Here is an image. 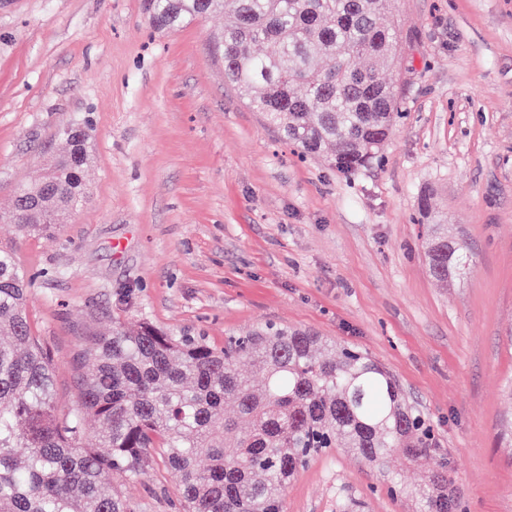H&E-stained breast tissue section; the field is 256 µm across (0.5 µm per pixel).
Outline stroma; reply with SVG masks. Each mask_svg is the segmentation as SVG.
I'll return each mask as SVG.
<instances>
[{
	"label": "stroma",
	"instance_id": "1",
	"mask_svg": "<svg viewBox=\"0 0 512 512\" xmlns=\"http://www.w3.org/2000/svg\"><path fill=\"white\" fill-rule=\"evenodd\" d=\"M405 118L381 163L346 176L298 150L224 81L214 15L158 32L142 0H0V211L89 127L83 206L52 237L0 223L33 277L26 310L69 406L89 333L149 321L215 346L277 322L383 364L429 420L410 464L313 455L284 512H417L393 481L450 470L456 512H512V0H395ZM435 210L424 217L421 195ZM442 221L469 273L430 275ZM155 460L124 485L138 512H180Z\"/></svg>",
	"mask_w": 512,
	"mask_h": 512
}]
</instances>
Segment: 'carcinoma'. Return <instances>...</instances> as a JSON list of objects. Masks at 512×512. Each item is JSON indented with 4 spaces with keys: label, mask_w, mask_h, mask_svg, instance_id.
<instances>
[{
    "label": "carcinoma",
    "mask_w": 512,
    "mask_h": 512,
    "mask_svg": "<svg viewBox=\"0 0 512 512\" xmlns=\"http://www.w3.org/2000/svg\"><path fill=\"white\" fill-rule=\"evenodd\" d=\"M392 0H144L163 31L212 14L224 78L302 154L343 175L380 157L401 119V21ZM72 150L12 210L24 235L60 230L78 209L84 165ZM428 271L446 281L468 261L448 225L431 224ZM32 278L0 248V512H136L116 483L147 477L154 456L179 476L184 512H282L309 455L348 448L368 462L411 463L433 442L420 413L368 355L268 323L223 347L150 323L112 325L84 350L78 398L58 408L55 370L26 315ZM236 407L233 415L224 405ZM448 468L401 492L421 512L455 507Z\"/></svg>",
    "instance_id": "carcinoma-1"
}]
</instances>
